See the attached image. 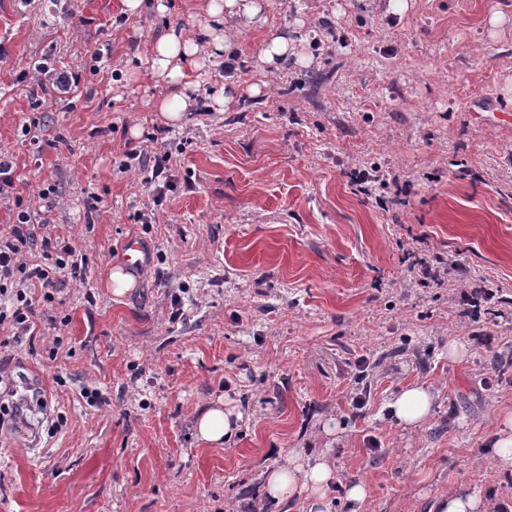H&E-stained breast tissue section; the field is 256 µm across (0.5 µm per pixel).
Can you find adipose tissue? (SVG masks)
I'll use <instances>...</instances> for the list:
<instances>
[{
	"label": "adipose tissue",
	"instance_id": "adipose-tissue-1",
	"mask_svg": "<svg viewBox=\"0 0 512 512\" xmlns=\"http://www.w3.org/2000/svg\"><path fill=\"white\" fill-rule=\"evenodd\" d=\"M206 20L196 36L169 30L155 39L148 50L150 74L156 84L166 87L165 95L154 103L167 125L175 126L198 105L214 112L227 111L235 102L234 93L214 85L205 99H198L201 87L197 73L230 61L237 54L236 35L245 25L260 26L266 21L262 0H207ZM434 395L427 387L405 388L390 399L384 411L393 422L416 430L432 414ZM242 414L238 408L218 404L204 409L195 426L198 441L221 446L240 428ZM336 471L328 452L306 455L304 449L288 453L286 464L268 469L263 493L275 506L302 497L307 512H332L330 488Z\"/></svg>",
	"mask_w": 512,
	"mask_h": 512
}]
</instances>
